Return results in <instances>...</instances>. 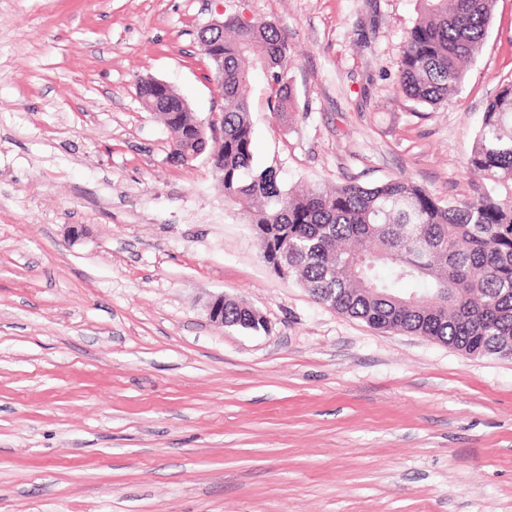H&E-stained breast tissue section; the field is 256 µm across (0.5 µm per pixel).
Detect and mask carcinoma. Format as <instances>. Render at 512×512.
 Returning a JSON list of instances; mask_svg holds the SVG:
<instances>
[{
  "mask_svg": "<svg viewBox=\"0 0 512 512\" xmlns=\"http://www.w3.org/2000/svg\"><path fill=\"white\" fill-rule=\"evenodd\" d=\"M421 16L407 32L397 91L436 105L457 91L463 64L484 45L495 0H419ZM206 36L224 68L218 176L225 200L249 219L261 255L283 278L312 297L384 331L428 336L471 355L512 356V83L487 101L466 162L480 181L477 194L450 205L405 178L372 188L312 183L286 189L274 166L254 164L251 103L246 94L250 59L267 75V108L291 105L286 85L290 56L277 26L224 15V26ZM143 103L159 116L185 164L216 149L176 91L146 81ZM224 325L258 330L250 312L224 302Z\"/></svg>",
  "mask_w": 512,
  "mask_h": 512,
  "instance_id": "obj_1",
  "label": "carcinoma"
}]
</instances>
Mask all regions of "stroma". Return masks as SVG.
<instances>
[{
	"mask_svg": "<svg viewBox=\"0 0 512 512\" xmlns=\"http://www.w3.org/2000/svg\"><path fill=\"white\" fill-rule=\"evenodd\" d=\"M220 12L290 50L291 112L261 68L247 84L255 161L285 187L476 191L512 0L433 107L395 89L417 0H0V512H512V360L316 302L205 158L170 162L136 85L219 109L197 33ZM220 293L266 329L211 322Z\"/></svg>",
	"mask_w": 512,
	"mask_h": 512,
	"instance_id": "stroma-1",
	"label": "stroma"
}]
</instances>
